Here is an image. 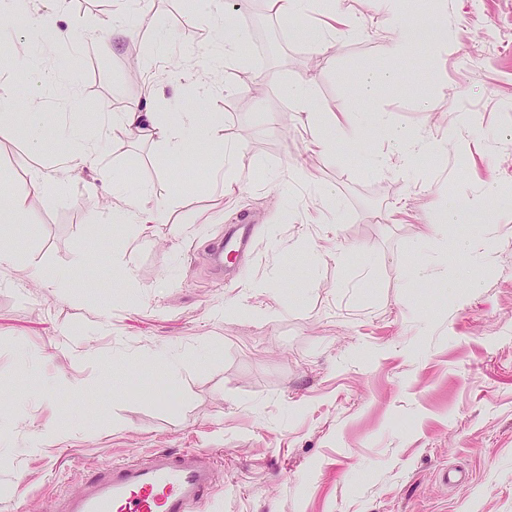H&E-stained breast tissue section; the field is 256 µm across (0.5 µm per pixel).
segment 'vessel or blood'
Wrapping results in <instances>:
<instances>
[{
	"mask_svg": "<svg viewBox=\"0 0 512 512\" xmlns=\"http://www.w3.org/2000/svg\"><path fill=\"white\" fill-rule=\"evenodd\" d=\"M252 245V226L244 216L209 250L235 257ZM213 474L195 452L158 450L107 466L87 480L80 495L65 498L57 512H202Z\"/></svg>",
	"mask_w": 512,
	"mask_h": 512,
	"instance_id": "vessel-or-blood-1",
	"label": "vessel or blood"
}]
</instances>
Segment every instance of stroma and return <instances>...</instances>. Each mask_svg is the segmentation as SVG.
<instances>
[{"instance_id": "35a3bbf8", "label": "stroma", "mask_w": 512, "mask_h": 512, "mask_svg": "<svg viewBox=\"0 0 512 512\" xmlns=\"http://www.w3.org/2000/svg\"><path fill=\"white\" fill-rule=\"evenodd\" d=\"M185 2L151 0L147 22L121 0H28L0 45V99L21 104L0 128V191L28 207L24 223H0L21 255L0 268V512H56L109 463L156 449L216 466L209 512H512V214L475 204L492 186L512 193V0H444L436 14L420 0L447 48L406 61L387 52L398 22L376 0H343L354 32L320 46L301 31L321 7L292 22L265 0H227L248 39L243 64L217 69L215 32ZM120 10L135 36L114 43ZM41 21L70 40L35 58ZM37 68L53 77L38 92ZM366 68L398 72L376 109L441 153L407 170L381 137L315 147L283 86L310 79L323 111L360 125ZM194 82L236 148L229 193L220 158L173 157L112 127L139 101L186 110ZM74 122L102 167L172 204L170 223H99L112 189L89 167L30 193L34 172L56 173ZM444 194L461 219L437 235ZM247 213L258 244L228 283L206 247ZM117 261L130 277L113 275ZM47 270L67 287L46 288ZM257 280L266 289L247 293ZM160 351L184 358L176 380L151 363ZM48 431L58 439L30 453ZM451 467L461 487L445 481Z\"/></svg>"}]
</instances>
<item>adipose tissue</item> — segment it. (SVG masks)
Wrapping results in <instances>:
<instances>
[{
	"instance_id": "obj_1",
	"label": "adipose tissue",
	"mask_w": 512,
	"mask_h": 512,
	"mask_svg": "<svg viewBox=\"0 0 512 512\" xmlns=\"http://www.w3.org/2000/svg\"><path fill=\"white\" fill-rule=\"evenodd\" d=\"M380 2L389 14L401 19L399 34L390 44L393 56L407 58L417 43L432 40L433 34L427 25L418 21L412 0ZM284 92L302 112L317 120L316 144L321 149L335 151L337 143L343 141L358 146L363 144L364 129L338 120L335 114H324L313 86L306 79L301 78L286 85ZM208 97V88L200 87L195 106L178 113L173 120L161 117L159 113L144 112L135 107L124 112H116L112 115V126L144 139L163 143L168 151L175 155L201 148L207 153L227 160L232 159V151L226 146L223 138L217 135L218 119L206 110ZM169 211L168 204L158 203L150 208L141 196L121 195L112 208V218L130 225L164 224L168 221Z\"/></svg>"
}]
</instances>
